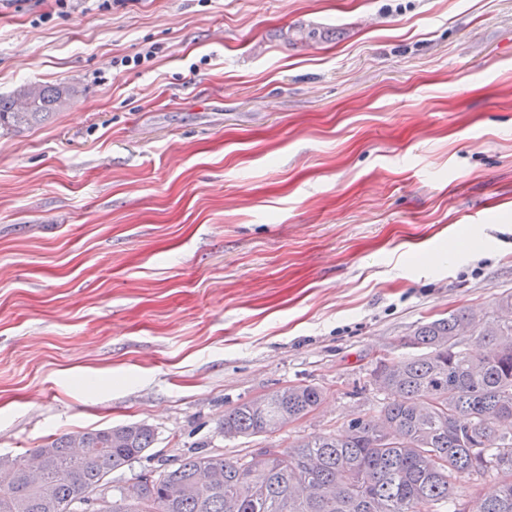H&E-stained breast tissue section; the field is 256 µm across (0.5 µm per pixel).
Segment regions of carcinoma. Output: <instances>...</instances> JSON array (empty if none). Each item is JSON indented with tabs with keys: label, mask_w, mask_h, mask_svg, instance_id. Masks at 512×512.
I'll list each match as a JSON object with an SVG mask.
<instances>
[{
	"label": "carcinoma",
	"mask_w": 512,
	"mask_h": 512,
	"mask_svg": "<svg viewBox=\"0 0 512 512\" xmlns=\"http://www.w3.org/2000/svg\"><path fill=\"white\" fill-rule=\"evenodd\" d=\"M0 94V133L60 111L81 92L40 84L32 102ZM489 345L474 354L467 342ZM418 350L375 362L370 383L383 395L378 413L357 416L333 434L302 436L287 448L250 453L190 451L174 469L144 475L143 495L127 496L112 473L142 459L155 433L145 423L65 433L20 456L0 492V512H512V291L495 311L463 308L422 323L401 338ZM314 384L290 385L224 411L226 437L272 433L315 411ZM42 458L45 486L30 485L25 462ZM491 477L496 490L467 498L462 477Z\"/></svg>",
	"instance_id": "obj_1"
}]
</instances>
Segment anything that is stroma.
I'll return each instance as SVG.
<instances>
[{"mask_svg": "<svg viewBox=\"0 0 512 512\" xmlns=\"http://www.w3.org/2000/svg\"><path fill=\"white\" fill-rule=\"evenodd\" d=\"M27 82L82 92L0 136V455L145 423L127 487L333 433L415 325L512 290V0H17ZM298 384L314 413L218 433ZM323 399L314 384L289 385L225 410L218 427L225 437L272 433L315 411Z\"/></svg>", "mask_w": 512, "mask_h": 512, "instance_id": "obj_1", "label": "stroma"}]
</instances>
